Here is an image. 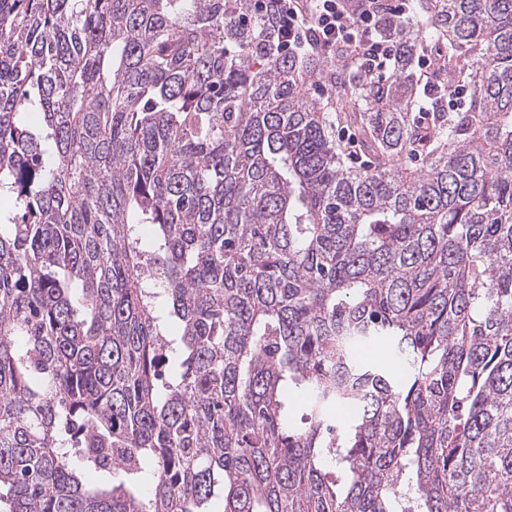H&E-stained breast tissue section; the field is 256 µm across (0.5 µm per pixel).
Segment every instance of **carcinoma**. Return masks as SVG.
Listing matches in <instances>:
<instances>
[{"instance_id":"cac0c4a2","label":"carcinoma","mask_w":512,"mask_h":512,"mask_svg":"<svg viewBox=\"0 0 512 512\" xmlns=\"http://www.w3.org/2000/svg\"><path fill=\"white\" fill-rule=\"evenodd\" d=\"M420 2L380 81L253 0H0V512H512V0Z\"/></svg>"}]
</instances>
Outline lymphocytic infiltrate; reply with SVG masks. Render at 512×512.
<instances>
[{
    "label": "lymphocytic infiltrate",
    "mask_w": 512,
    "mask_h": 512,
    "mask_svg": "<svg viewBox=\"0 0 512 512\" xmlns=\"http://www.w3.org/2000/svg\"><path fill=\"white\" fill-rule=\"evenodd\" d=\"M283 52L330 55L337 44L359 48V68L385 76L400 53L398 42L380 33V20L363 0H255Z\"/></svg>",
    "instance_id": "f902f5d3"
}]
</instances>
